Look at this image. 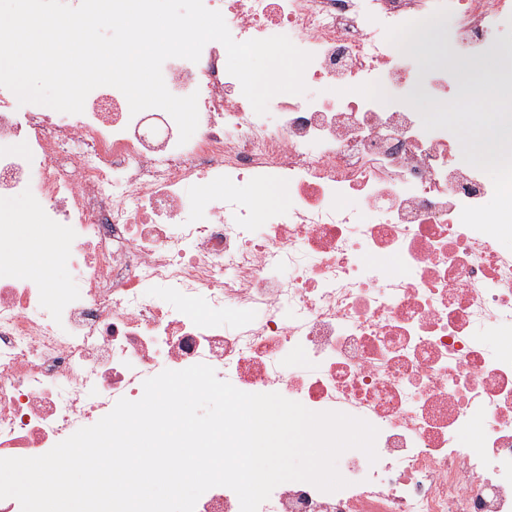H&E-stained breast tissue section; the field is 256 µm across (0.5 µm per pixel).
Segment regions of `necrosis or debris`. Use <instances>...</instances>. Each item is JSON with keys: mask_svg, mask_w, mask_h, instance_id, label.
<instances>
[{"mask_svg": "<svg viewBox=\"0 0 512 512\" xmlns=\"http://www.w3.org/2000/svg\"><path fill=\"white\" fill-rule=\"evenodd\" d=\"M203 4L235 40L284 35L311 53L308 93L274 96L267 120L209 42L162 66L173 95L198 96L183 144L167 112L131 114L110 86L80 114L0 87V199L28 200L52 230L34 249L78 273L72 286L13 276L0 225V458L43 455L139 400L146 379L204 363L241 391L379 430L377 462L340 456L347 487L286 482L258 512H512V251L494 186L412 106L415 88L462 75L413 79L397 43L446 18L470 55L498 50L512 0ZM212 179L224 195L199 211L184 190ZM244 182L253 196L236 194ZM267 183L287 185L286 204ZM474 428L479 441L458 444Z\"/></svg>", "mask_w": 512, "mask_h": 512, "instance_id": "necrosis-or-debris-1", "label": "necrosis or debris"}]
</instances>
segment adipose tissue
Instances as JSON below:
<instances>
[{"label": "adipose tissue", "mask_w": 512, "mask_h": 512, "mask_svg": "<svg viewBox=\"0 0 512 512\" xmlns=\"http://www.w3.org/2000/svg\"><path fill=\"white\" fill-rule=\"evenodd\" d=\"M475 80L468 92H476L493 104L492 111L474 113L464 105L452 109L453 119L471 142L476 161L487 162L512 149V94L504 86L505 76L512 74V55L502 54L467 62Z\"/></svg>", "instance_id": "adipose-tissue-1"}]
</instances>
